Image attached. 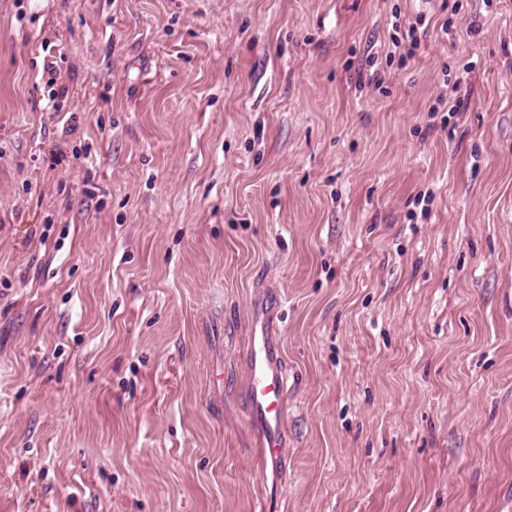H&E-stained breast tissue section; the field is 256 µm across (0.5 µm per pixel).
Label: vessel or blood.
Segmentation results:
<instances>
[{
  "instance_id": "vessel-or-blood-1",
  "label": "vessel or blood",
  "mask_w": 512,
  "mask_h": 512,
  "mask_svg": "<svg viewBox=\"0 0 512 512\" xmlns=\"http://www.w3.org/2000/svg\"><path fill=\"white\" fill-rule=\"evenodd\" d=\"M270 317L255 310L246 349L248 383L245 400L249 420L259 429L257 453L262 460L280 461L285 446V401L288 372L270 334Z\"/></svg>"
}]
</instances>
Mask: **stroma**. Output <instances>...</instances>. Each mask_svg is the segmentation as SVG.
<instances>
[{"label":"stroma","mask_w":512,"mask_h":512,"mask_svg":"<svg viewBox=\"0 0 512 512\" xmlns=\"http://www.w3.org/2000/svg\"><path fill=\"white\" fill-rule=\"evenodd\" d=\"M0 512H512V0H0ZM424 23L425 19L423 15H419L414 22H408V25L404 28L405 30L401 35V39H395V41H393L395 48L403 47L406 57H412L415 54V50L420 47L421 35H419V29ZM402 42H404V44ZM404 55H402V57H404ZM270 314L255 310L246 349L248 383L245 400L249 420L259 428L257 453L272 463L280 461L285 446V401L288 372L270 335Z\"/></svg>","instance_id":"1"}]
</instances>
